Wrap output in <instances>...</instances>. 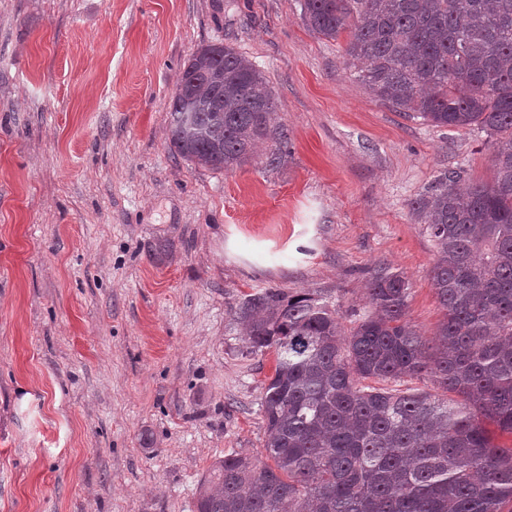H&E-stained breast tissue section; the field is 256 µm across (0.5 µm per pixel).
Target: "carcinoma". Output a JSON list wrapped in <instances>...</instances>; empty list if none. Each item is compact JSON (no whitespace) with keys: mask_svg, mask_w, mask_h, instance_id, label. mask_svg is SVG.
Wrapping results in <instances>:
<instances>
[{"mask_svg":"<svg viewBox=\"0 0 512 512\" xmlns=\"http://www.w3.org/2000/svg\"><path fill=\"white\" fill-rule=\"evenodd\" d=\"M312 33L336 40L363 85L395 111L494 138L489 184L446 171L411 203L435 243L442 319L426 343L407 317L410 283L370 272L371 311L349 334L309 294L265 289L237 309L250 353L275 355L264 387L268 465L231 452L198 484L197 512H504L512 502V0H302ZM256 66L231 45L197 47L169 102L167 139L186 161L230 170L288 133ZM428 375L458 399L365 386Z\"/></svg>","mask_w":512,"mask_h":512,"instance_id":"cac0c4a2","label":"carcinoma"}]
</instances>
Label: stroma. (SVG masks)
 <instances>
[{
    "label": "stroma",
    "mask_w": 512,
    "mask_h": 512,
    "mask_svg": "<svg viewBox=\"0 0 512 512\" xmlns=\"http://www.w3.org/2000/svg\"><path fill=\"white\" fill-rule=\"evenodd\" d=\"M298 0H0V512H195L216 458L263 456L273 353L235 309L310 293L353 327L368 273L411 283L431 339L434 243L410 204L491 182L490 138L372 97ZM262 71L290 153L212 171L167 140L200 45Z\"/></svg>",
    "instance_id": "obj_1"
}]
</instances>
